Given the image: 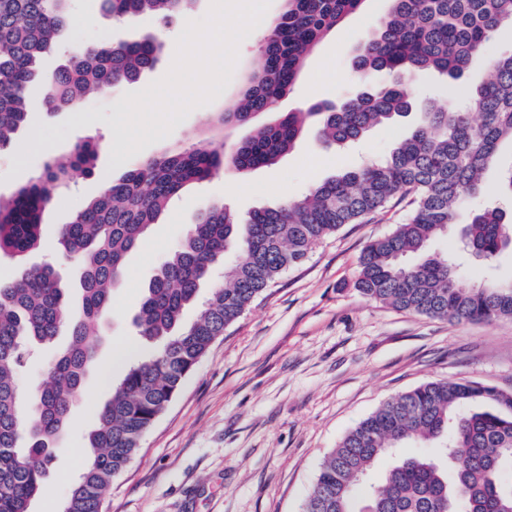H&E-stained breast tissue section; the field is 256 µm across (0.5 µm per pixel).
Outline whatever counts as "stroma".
Returning <instances> with one entry per match:
<instances>
[{
  "label": "stroma",
  "instance_id": "35a3bbf8",
  "mask_svg": "<svg viewBox=\"0 0 512 512\" xmlns=\"http://www.w3.org/2000/svg\"><path fill=\"white\" fill-rule=\"evenodd\" d=\"M211 0H196L171 23L146 17L120 24L105 17L100 0H73L72 21L62 49L44 58V71L64 59V47L119 40L141 31L156 35L164 51L156 66L133 83L94 94L76 110L49 113L43 89L29 95V121L14 146L0 149V196L10 197L42 169L45 161L68 154L87 138L101 151L90 175L54 194L42 215L36 263L53 264L70 278L74 262L62 254L57 228L68 223L97 195L103 183L120 178L129 161L113 157L125 136L113 128L126 93L146 88L169 70L185 24L203 18ZM386 0H365L309 57L294 90L279 111L316 101L334 103L356 89L353 58L359 42L384 14ZM265 34L254 29L239 45L232 78L216 99L190 112L143 156L191 147L220 135L231 146L251 134L248 126L215 132L207 121L239 96L244 73L255 67ZM414 127L413 118L372 128L353 146L316 147L306 134L272 167L244 174L221 172L187 187L159 216L143 245L128 260L113 293L112 310L98 338L97 362L61 439L62 450L32 512H61L86 455L92 411L110 389L103 374L121 378L127 364L152 352L131 325L159 264L188 234L198 212L222 202L240 216L303 195L366 158H379ZM411 211L409 198L315 244L299 265L283 273L228 326L186 377L167 409L141 441L127 468L112 482L106 512H304L324 459L362 419L387 400L425 382L473 380L512 392V319L465 322L429 318L372 301L356 288L359 256L373 239L391 233ZM431 251L455 262L462 287L512 278V248L493 262L464 250L457 227L436 238ZM122 361H115L116 350Z\"/></svg>",
  "mask_w": 512,
  "mask_h": 512
}]
</instances>
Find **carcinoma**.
I'll return each mask as SVG.
<instances>
[{"label": "carcinoma", "instance_id": "carcinoma-1", "mask_svg": "<svg viewBox=\"0 0 512 512\" xmlns=\"http://www.w3.org/2000/svg\"><path fill=\"white\" fill-rule=\"evenodd\" d=\"M72 0H0V148L28 118V92L45 87L51 112L76 109L92 91L138 80L152 69L163 44L150 34L88 43L68 50L52 73L41 59L59 43ZM195 0H101L123 22L169 20ZM364 0H284L239 102L214 123L243 126L274 114L293 88L305 57ZM377 25L357 47L354 71L361 90L335 104L313 103L283 112L224 150L205 138L189 149L133 164L101 188L58 240L78 262L80 300L69 302L54 269L30 265L0 280V512H31L61 450L72 408L96 364L93 331L112 307V290L149 226L186 186L215 173L270 167L290 151L307 123L319 125L326 147H344L376 126L412 111L411 77L437 73L452 86L470 61L486 53L505 23L512 0H387ZM484 83L468 90L466 111L453 102L422 105L413 131L389 155L316 183L300 197L252 211L241 219L224 204L199 214L190 234L159 267L133 318L138 335L159 344L111 382V396L92 416L89 453L63 512H103L112 480L133 459L140 441L182 382L224 329L281 274L301 263L318 241L345 224L383 210L398 194L413 195L407 220L369 242L359 259L357 288L395 309L455 321L512 318V281L462 288L448 257L432 253L433 239L460 225L469 250L486 261L512 245V217L496 206L460 221L464 202L481 194L500 145L512 143V53L488 61ZM388 79L377 81V75ZM99 145L78 143L63 161L51 160L13 196L0 197V253L23 259L39 243L41 213L71 172H92ZM237 259L228 262L227 253ZM224 284L212 289L195 321L182 322L215 266ZM67 347L47 367L35 391L17 388L16 372L29 344ZM430 442L434 456L398 459L374 483L379 461L398 448ZM512 394L480 382L432 381L402 393L352 429L323 461L305 512H512Z\"/></svg>", "mask_w": 512, "mask_h": 512}]
</instances>
